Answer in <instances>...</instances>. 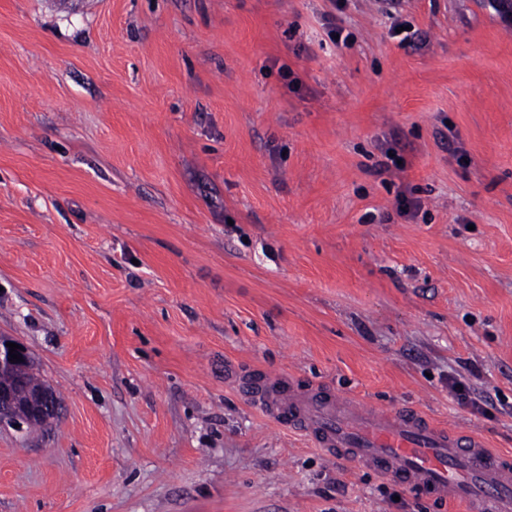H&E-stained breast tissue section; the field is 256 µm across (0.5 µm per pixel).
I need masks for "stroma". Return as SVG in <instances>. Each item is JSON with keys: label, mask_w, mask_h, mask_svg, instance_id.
<instances>
[{"label": "stroma", "mask_w": 512, "mask_h": 512, "mask_svg": "<svg viewBox=\"0 0 512 512\" xmlns=\"http://www.w3.org/2000/svg\"><path fill=\"white\" fill-rule=\"evenodd\" d=\"M401 18L413 42L376 0H0V336L62 398L0 430V512H440L230 362L512 455V28Z\"/></svg>", "instance_id": "1"}]
</instances>
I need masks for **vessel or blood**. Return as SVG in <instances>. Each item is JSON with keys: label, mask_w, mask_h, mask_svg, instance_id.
<instances>
[{"label": "vessel or blood", "mask_w": 512, "mask_h": 512, "mask_svg": "<svg viewBox=\"0 0 512 512\" xmlns=\"http://www.w3.org/2000/svg\"><path fill=\"white\" fill-rule=\"evenodd\" d=\"M224 375L266 416L330 457L470 512H512V458L486 448L475 431L447 429L414 408L390 412L323 389L303 390L282 373L229 364Z\"/></svg>", "instance_id": "obj_1"}]
</instances>
